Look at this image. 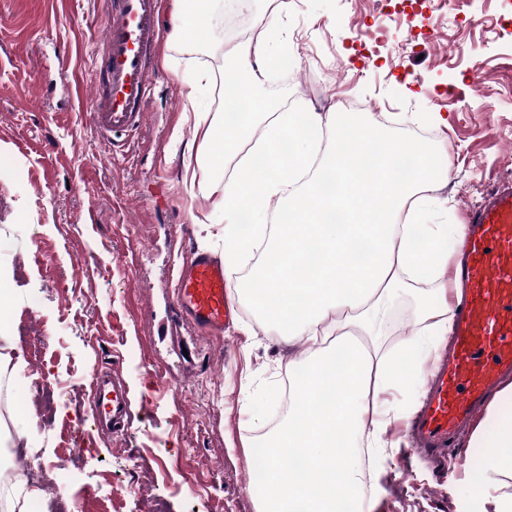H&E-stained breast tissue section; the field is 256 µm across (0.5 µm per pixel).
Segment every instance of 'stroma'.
Here are the masks:
<instances>
[{
    "label": "stroma",
    "instance_id": "1",
    "mask_svg": "<svg viewBox=\"0 0 512 512\" xmlns=\"http://www.w3.org/2000/svg\"><path fill=\"white\" fill-rule=\"evenodd\" d=\"M216 0L222 25L184 47L162 27L153 55L148 122L113 151L88 102L96 81L102 0H0V309L12 346L6 374L10 426L37 475L13 478L43 491L40 512H256L264 483L252 442L284 406L269 391L288 379V346L262 332L237 300L232 331L172 329V291L193 251L223 255L224 213L192 194L175 141H192L188 80L207 71L201 112L224 109L223 54L269 15V0L235 13ZM286 75L265 91L285 109L363 117L436 112L417 130L433 137L450 172L446 212L462 224L512 171V0H288ZM435 39H426V31ZM23 181L10 180L15 168ZM118 365L131 423L107 436L91 425L90 380ZM385 393L395 408L392 448L369 483L375 512H457L467 459L443 464L416 452L408 412L427 384ZM134 483L139 495L126 493Z\"/></svg>",
    "mask_w": 512,
    "mask_h": 512
}]
</instances>
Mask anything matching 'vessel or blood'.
Returning a JSON list of instances; mask_svg holds the SVG:
<instances>
[{
    "label": "vessel or blood",
    "instance_id": "vessel-or-blood-1",
    "mask_svg": "<svg viewBox=\"0 0 512 512\" xmlns=\"http://www.w3.org/2000/svg\"><path fill=\"white\" fill-rule=\"evenodd\" d=\"M161 33L160 0H108L103 54L90 112L106 136L142 129L151 93V60ZM459 275L467 290L454 324L453 352L428 376L413 430L422 450L446 453L459 427L475 417L486 393L512 373V188L497 191L468 218ZM224 264L197 253L178 272V321L223 335L235 313ZM91 410L98 431L123 430L130 406L117 370L92 376Z\"/></svg>",
    "mask_w": 512,
    "mask_h": 512
}]
</instances>
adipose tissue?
I'll list each match as a JSON object with an SVG mask.
<instances>
[{
    "mask_svg": "<svg viewBox=\"0 0 512 512\" xmlns=\"http://www.w3.org/2000/svg\"><path fill=\"white\" fill-rule=\"evenodd\" d=\"M219 22L212 0H171L176 42L194 45ZM286 52L275 15L225 51L224 107L237 121L195 113L190 179L224 210L234 292L246 294L261 328L303 348L288 362V417L257 442L268 488L257 512H372L360 456L393 445L375 396L408 385L406 358L424 363L450 335L448 248L466 227L429 221L448 207L435 149L356 112L281 111L265 83ZM217 156L233 168L214 164ZM316 158L331 190L303 180ZM399 291L422 331L385 353L377 337ZM462 445L484 451L462 471L466 512H512V382L492 394Z\"/></svg>",
    "mask_w": 512,
    "mask_h": 512,
    "instance_id": "ef3b65f1",
    "label": "adipose tissue"
}]
</instances>
